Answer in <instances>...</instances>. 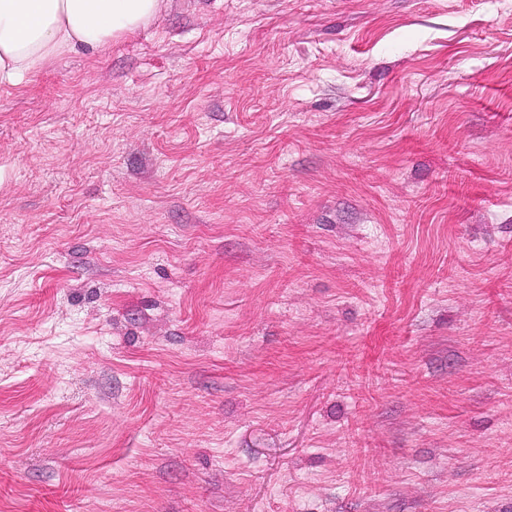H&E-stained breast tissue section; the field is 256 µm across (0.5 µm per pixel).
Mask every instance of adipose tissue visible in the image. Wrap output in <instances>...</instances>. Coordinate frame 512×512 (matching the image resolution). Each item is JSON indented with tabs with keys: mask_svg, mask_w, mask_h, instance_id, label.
<instances>
[{
	"mask_svg": "<svg viewBox=\"0 0 512 512\" xmlns=\"http://www.w3.org/2000/svg\"><path fill=\"white\" fill-rule=\"evenodd\" d=\"M162 0H0V84L78 49L98 51L152 20Z\"/></svg>",
	"mask_w": 512,
	"mask_h": 512,
	"instance_id": "1",
	"label": "adipose tissue"
}]
</instances>
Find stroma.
I'll use <instances>...</instances> for the list:
<instances>
[{"instance_id": "obj_1", "label": "stroma", "mask_w": 512, "mask_h": 512, "mask_svg": "<svg viewBox=\"0 0 512 512\" xmlns=\"http://www.w3.org/2000/svg\"><path fill=\"white\" fill-rule=\"evenodd\" d=\"M0 512H512V0H162L0 85Z\"/></svg>"}]
</instances>
